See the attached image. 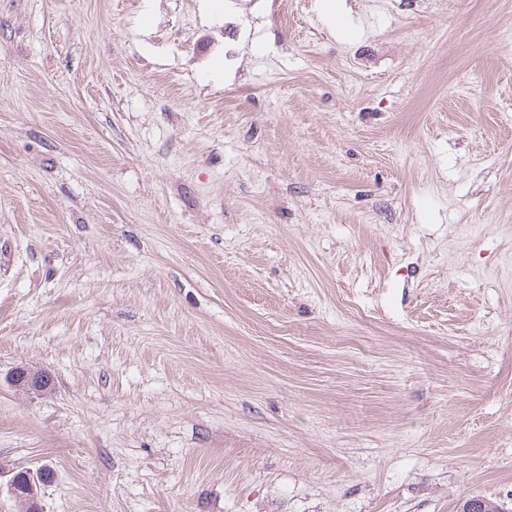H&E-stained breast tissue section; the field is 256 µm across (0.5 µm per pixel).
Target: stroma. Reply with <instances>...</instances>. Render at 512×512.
<instances>
[{
  "mask_svg": "<svg viewBox=\"0 0 512 512\" xmlns=\"http://www.w3.org/2000/svg\"><path fill=\"white\" fill-rule=\"evenodd\" d=\"M233 2L0 0V512H512V0ZM15 387L30 393L40 395L48 389L50 380L43 371L32 370L26 367H17L12 375Z\"/></svg>",
  "mask_w": 512,
  "mask_h": 512,
  "instance_id": "35a3bbf8",
  "label": "stroma"
}]
</instances>
